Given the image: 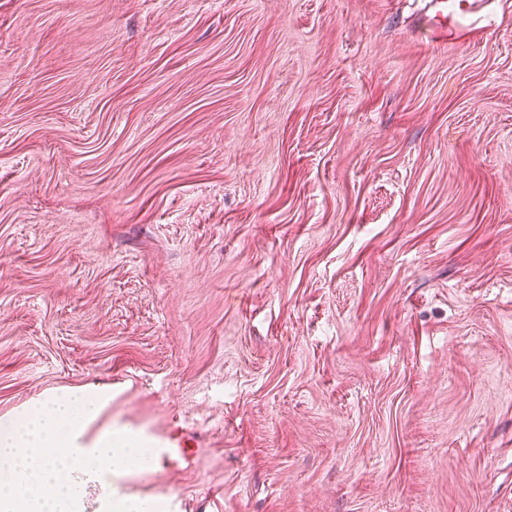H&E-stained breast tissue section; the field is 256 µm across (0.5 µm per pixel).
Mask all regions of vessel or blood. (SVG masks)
Wrapping results in <instances>:
<instances>
[{
    "label": "vessel or blood",
    "instance_id": "1",
    "mask_svg": "<svg viewBox=\"0 0 512 512\" xmlns=\"http://www.w3.org/2000/svg\"><path fill=\"white\" fill-rule=\"evenodd\" d=\"M487 0H427L428 13L418 33L434 42L448 38L465 39L478 32V12Z\"/></svg>",
    "mask_w": 512,
    "mask_h": 512
}]
</instances>
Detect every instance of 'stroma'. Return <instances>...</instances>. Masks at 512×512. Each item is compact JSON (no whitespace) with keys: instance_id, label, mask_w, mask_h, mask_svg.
I'll use <instances>...</instances> for the list:
<instances>
[{"instance_id":"stroma-1","label":"stroma","mask_w":512,"mask_h":512,"mask_svg":"<svg viewBox=\"0 0 512 512\" xmlns=\"http://www.w3.org/2000/svg\"><path fill=\"white\" fill-rule=\"evenodd\" d=\"M0 0V417L188 459L158 512H512V0ZM489 0H454L452 10L448 14L447 0H427L424 20L420 24L418 34L422 40L434 42L446 40L448 37L466 39L471 34L482 30L478 26L483 17H474L482 10ZM453 17V18H452ZM449 18V21H448Z\"/></svg>"}]
</instances>
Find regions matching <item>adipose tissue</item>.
I'll list each match as a JSON object with an SVG mask.
<instances>
[{"label": "adipose tissue", "mask_w": 512, "mask_h": 512, "mask_svg": "<svg viewBox=\"0 0 512 512\" xmlns=\"http://www.w3.org/2000/svg\"><path fill=\"white\" fill-rule=\"evenodd\" d=\"M109 401L70 388L0 421V512H155L153 499L112 484L157 464L148 439L123 426L87 435Z\"/></svg>", "instance_id": "obj_1"}]
</instances>
